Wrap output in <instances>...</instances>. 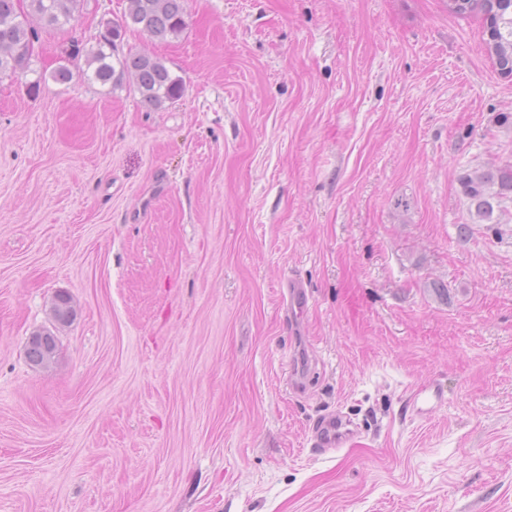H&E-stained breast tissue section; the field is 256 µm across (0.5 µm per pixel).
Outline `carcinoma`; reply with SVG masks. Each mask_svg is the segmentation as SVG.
<instances>
[{
	"mask_svg": "<svg viewBox=\"0 0 512 512\" xmlns=\"http://www.w3.org/2000/svg\"><path fill=\"white\" fill-rule=\"evenodd\" d=\"M20 0H0V72L26 73L39 30L62 28L71 23L80 0H25L27 14L19 13ZM458 15L481 12L489 20L495 42L496 65L512 74V0H467L464 5L449 3ZM187 0H126L119 28L133 29L151 40L164 43L180 37L187 28ZM83 77L112 90L129 86L141 102L160 109L183 95V80L173 75L165 63L145 52L121 53L107 38L96 40L86 50ZM463 194L478 221H492L494 209L512 197V165L476 170L461 179ZM70 298L56 296L52 304L55 321L67 325ZM57 337L47 333L27 345L31 365L47 368L55 362Z\"/></svg>",
	"mask_w": 512,
	"mask_h": 512,
	"instance_id": "obj_1",
	"label": "carcinoma"
}]
</instances>
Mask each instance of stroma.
I'll return each instance as SVG.
<instances>
[{"label": "stroma", "mask_w": 512, "mask_h": 512, "mask_svg": "<svg viewBox=\"0 0 512 512\" xmlns=\"http://www.w3.org/2000/svg\"><path fill=\"white\" fill-rule=\"evenodd\" d=\"M124 7L40 32L38 96L0 78V512H512V202L475 223L459 183L512 164L484 15L188 0L124 35L184 82L154 110L62 54ZM57 337L48 332L43 338L32 340L27 345V358L31 365L50 367L55 362ZM353 423L342 413L323 416L312 428L311 447L319 452L340 450L350 444L355 436Z\"/></svg>", "instance_id": "35a3bbf8"}]
</instances>
